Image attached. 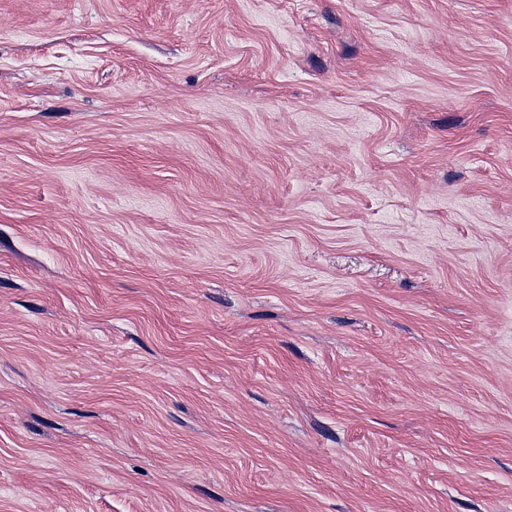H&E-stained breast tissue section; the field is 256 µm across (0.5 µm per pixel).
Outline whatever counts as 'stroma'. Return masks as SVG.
I'll return each mask as SVG.
<instances>
[{"label":"stroma","instance_id":"obj_1","mask_svg":"<svg viewBox=\"0 0 512 512\" xmlns=\"http://www.w3.org/2000/svg\"><path fill=\"white\" fill-rule=\"evenodd\" d=\"M0 512H512V0H0Z\"/></svg>","mask_w":512,"mask_h":512}]
</instances>
